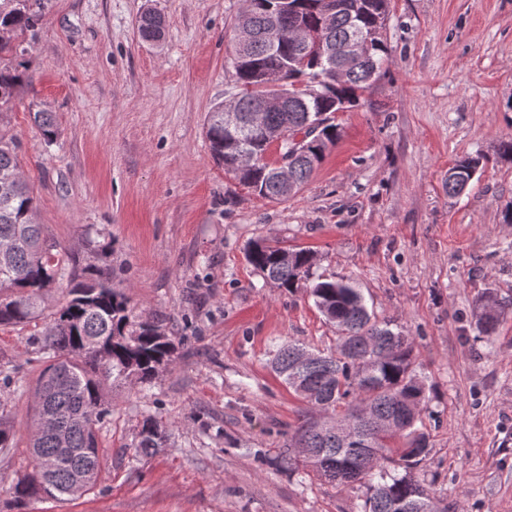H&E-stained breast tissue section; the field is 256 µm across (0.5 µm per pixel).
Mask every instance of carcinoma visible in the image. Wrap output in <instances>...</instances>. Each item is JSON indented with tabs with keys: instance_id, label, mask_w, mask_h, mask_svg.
<instances>
[{
	"instance_id": "1",
	"label": "carcinoma",
	"mask_w": 512,
	"mask_h": 512,
	"mask_svg": "<svg viewBox=\"0 0 512 512\" xmlns=\"http://www.w3.org/2000/svg\"><path fill=\"white\" fill-rule=\"evenodd\" d=\"M249 21L258 40L251 58L232 63L241 96L234 108L243 117L270 92L265 75L280 74L288 85L315 83V97L288 102L267 112L264 123L244 133L242 146L261 163L241 169L227 141L224 112L218 105L207 113L206 137L212 157L224 172L259 197L283 202L291 197L267 170L269 134L284 136L292 145L299 134L291 179L299 191L339 139L335 114L360 106L363 95L386 73L389 48L376 19L388 0H248ZM331 11L326 41L335 54L308 51L289 37L294 27H320ZM42 13L29 0H0V28L13 32L14 41H0V108L15 97L28 75L16 62L23 55L22 36ZM162 19L154 13L141 17L139 30L157 37ZM356 33L370 38L368 56L349 59L342 48ZM33 122L46 142L57 136L51 112L33 113ZM489 158L465 156L448 169V194H461ZM21 168L15 143L0 135V174ZM36 197L21 180L0 189V243H14L11 256L0 259V326L27 325L44 312V296L52 288H68V301L53 313V320L37 338L45 363L35 390V430L31 439L32 471L19 480V500L42 495L66 502L97 485L102 469L98 431L112 410L103 400L102 381L140 384L152 382L174 362V344L159 318H144L132 311L126 297L112 288L109 273L95 265L77 268L74 256L59 247L33 220ZM248 262L263 279L292 291L310 281L316 255L306 248H288L255 240L246 251ZM314 305L337 332L336 352L325 354L303 345L284 342L271 359L273 371L307 404L324 413V420L305 419L296 431V447L305 449L302 462L320 479L343 486L365 487L361 512H434L429 494L412 470L429 454L428 436L416 427L431 401L424 380L416 373L413 342L391 322L379 323L369 311L360 288L347 278L321 279L309 284ZM500 321L496 303L483 306L477 329L493 339ZM101 344L108 358L85 349ZM56 418L68 437L61 446L54 432L43 426L44 416ZM166 427L146 417L137 435L138 454L152 455L165 447Z\"/></svg>"
}]
</instances>
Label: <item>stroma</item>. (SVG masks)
<instances>
[{"label":"stroma","instance_id":"obj_1","mask_svg":"<svg viewBox=\"0 0 512 512\" xmlns=\"http://www.w3.org/2000/svg\"><path fill=\"white\" fill-rule=\"evenodd\" d=\"M21 62L30 77L0 108L19 144L35 220L61 248L105 265L134 313L163 319L174 362L148 384L106 382L105 468L72 502H16L31 471V406L43 363L34 325L0 328V383L14 449L0 456V512H360L337 486L282 451L309 406L272 370L276 347L335 346L305 289L264 285L246 260L267 239L317 255L314 276L353 278L378 321L413 339L430 389V452L413 471L448 512H512V164L492 162L512 133V0H390L388 71L308 183L270 202L211 157L207 112L234 92L241 0H43ZM164 21L145 40L138 19ZM38 110L55 113L45 142ZM489 162L460 196L454 161ZM505 302L493 342L476 329L486 292ZM166 448L136 454L145 417Z\"/></svg>","mask_w":512,"mask_h":512}]
</instances>
